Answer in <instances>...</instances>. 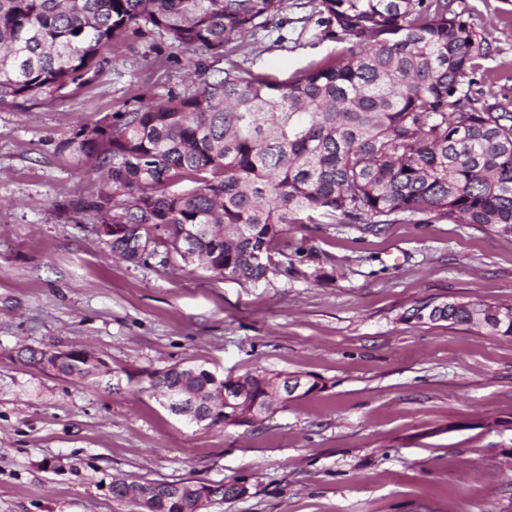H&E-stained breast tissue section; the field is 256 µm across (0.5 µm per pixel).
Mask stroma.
<instances>
[{
    "mask_svg": "<svg viewBox=\"0 0 512 512\" xmlns=\"http://www.w3.org/2000/svg\"><path fill=\"white\" fill-rule=\"evenodd\" d=\"M488 42L472 91L512 111V0H453ZM246 69L285 81L334 54L314 0L247 39ZM196 55L131 26L97 71L0 106V512H137L114 478L250 491L205 512H512V336L411 310L512 304V238L404 219L292 224L252 285L182 260L164 230L143 262L113 258L87 208L107 168L73 141L113 115L183 94ZM87 348L111 374L28 366L25 348ZM175 364L261 370L319 390L250 427L171 413L146 375Z\"/></svg>",
    "mask_w": 512,
    "mask_h": 512,
    "instance_id": "35a3bbf8",
    "label": "stroma"
}]
</instances>
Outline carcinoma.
<instances>
[{
	"label": "carcinoma",
	"mask_w": 512,
	"mask_h": 512,
	"mask_svg": "<svg viewBox=\"0 0 512 512\" xmlns=\"http://www.w3.org/2000/svg\"><path fill=\"white\" fill-rule=\"evenodd\" d=\"M285 0H0V106L62 90L97 66L100 51L145 21L178 46L211 56L283 11ZM343 48L286 83L233 64L194 62V86L92 129L75 150L109 165L110 191L85 206L114 224L170 228L183 259L240 282L288 274L272 246L290 224H393L421 216L512 237V112L464 89L488 54L465 10L448 0H317ZM189 182L187 188L177 185ZM193 233L182 235L184 228ZM138 264L137 245L110 240ZM512 335V305L458 301L410 318ZM254 397L288 374L244 376ZM169 389H213L196 368L163 369ZM158 491L157 512H194Z\"/></svg>",
	"instance_id": "carcinoma-1"
}]
</instances>
